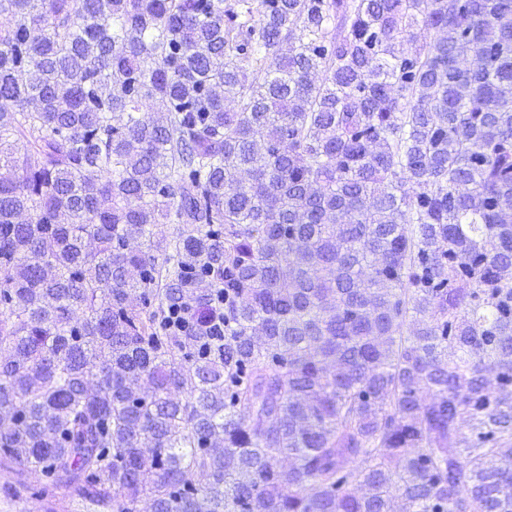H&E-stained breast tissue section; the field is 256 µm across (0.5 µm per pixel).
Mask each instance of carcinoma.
I'll list each match as a JSON object with an SVG mask.
<instances>
[{
  "instance_id": "obj_1",
  "label": "carcinoma",
  "mask_w": 512,
  "mask_h": 512,
  "mask_svg": "<svg viewBox=\"0 0 512 512\" xmlns=\"http://www.w3.org/2000/svg\"><path fill=\"white\" fill-rule=\"evenodd\" d=\"M0 15V468L46 512H512V0Z\"/></svg>"
}]
</instances>
